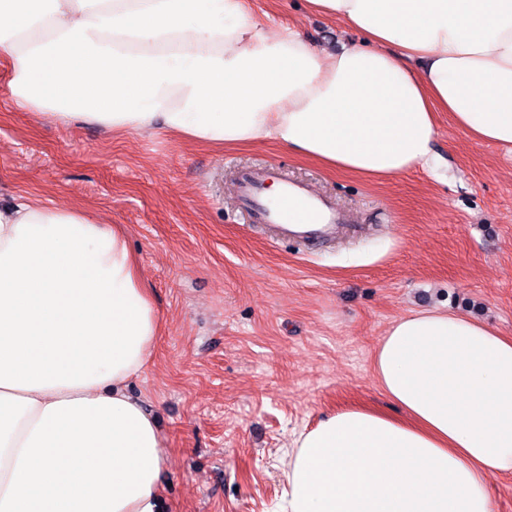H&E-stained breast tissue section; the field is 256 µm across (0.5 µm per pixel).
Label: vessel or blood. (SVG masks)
Wrapping results in <instances>:
<instances>
[{"label": "vessel or blood", "instance_id": "vessel-or-blood-1", "mask_svg": "<svg viewBox=\"0 0 512 512\" xmlns=\"http://www.w3.org/2000/svg\"><path fill=\"white\" fill-rule=\"evenodd\" d=\"M283 182L281 196L274 201L262 193L268 182ZM237 191L251 223L271 228L278 242L314 243L336 235L344 218L335 205L313 193L307 184L284 180L280 166L268 164L241 172Z\"/></svg>", "mask_w": 512, "mask_h": 512}]
</instances>
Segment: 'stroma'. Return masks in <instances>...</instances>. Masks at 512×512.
Listing matches in <instances>:
<instances>
[{
	"label": "stroma",
	"mask_w": 512,
	"mask_h": 512,
	"mask_svg": "<svg viewBox=\"0 0 512 512\" xmlns=\"http://www.w3.org/2000/svg\"><path fill=\"white\" fill-rule=\"evenodd\" d=\"M328 51L360 42L306 0H252ZM0 61V205L84 207L127 235L161 322L131 392L163 437V512H275L295 432L343 407L387 409L371 371L390 323L469 314L512 336V151L438 118L440 165L381 182L272 144L206 147L112 134L16 108ZM280 165L351 220L336 240L279 244L251 225L241 170Z\"/></svg>",
	"instance_id": "35a3bbf8"
}]
</instances>
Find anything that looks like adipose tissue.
I'll use <instances>...</instances> for the list:
<instances>
[{"label": "adipose tissue", "mask_w": 512, "mask_h": 512, "mask_svg": "<svg viewBox=\"0 0 512 512\" xmlns=\"http://www.w3.org/2000/svg\"><path fill=\"white\" fill-rule=\"evenodd\" d=\"M335 52L249 0H0L12 103L121 134L272 143L383 180L435 168L437 115L512 146V0H308ZM160 317L125 234L80 207L0 210V512H161L166 462L130 395ZM353 406L296 434L277 512H493L512 476V336L396 318ZM495 487L494 512H512V477L492 478Z\"/></svg>", "instance_id": "ef3b65f1"}]
</instances>
